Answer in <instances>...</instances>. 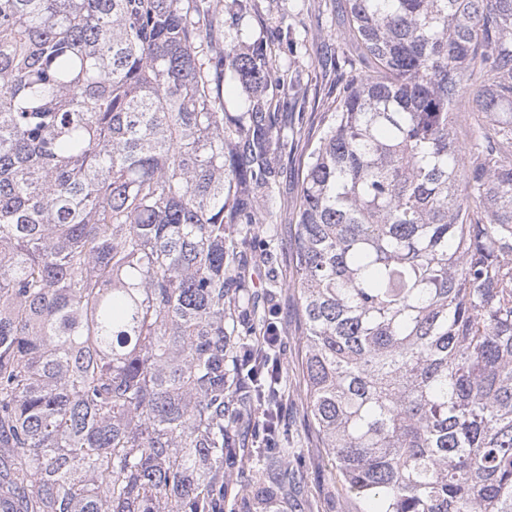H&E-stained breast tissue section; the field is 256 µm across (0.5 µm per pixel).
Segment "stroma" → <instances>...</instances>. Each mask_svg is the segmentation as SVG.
I'll list each match as a JSON object with an SVG mask.
<instances>
[{"instance_id":"obj_1","label":"stroma","mask_w":512,"mask_h":512,"mask_svg":"<svg viewBox=\"0 0 512 512\" xmlns=\"http://www.w3.org/2000/svg\"><path fill=\"white\" fill-rule=\"evenodd\" d=\"M346 0H255L250 11L235 26L240 48L259 39L289 37L296 44L294 54L275 53L274 70L288 83L301 87L305 98L278 114L281 138L288 148L279 158V182L268 206L276 216L278 238L290 240L294 232L297 201L304 162L311 143L321 129L325 112L334 105L350 74V63L359 49L343 27ZM278 327L283 342L282 361L287 373L283 412L288 420L289 445L309 459L301 492L289 498L287 507L270 512H359L360 504L336 479L325 449L308 428L304 412L306 379L305 347L297 318V296L290 286L293 275L290 251L277 249Z\"/></svg>"}]
</instances>
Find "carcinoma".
Listing matches in <instances>:
<instances>
[{
    "mask_svg": "<svg viewBox=\"0 0 512 512\" xmlns=\"http://www.w3.org/2000/svg\"><path fill=\"white\" fill-rule=\"evenodd\" d=\"M347 2L371 68L289 242L308 427L360 512H512V0ZM252 6L0 0V512H224L246 423L277 446L237 512L300 488L252 358L288 148ZM455 112H458L455 132L458 142L462 146H470L473 143L475 137V129L477 126L474 124L471 115H469V109L465 102H461Z\"/></svg>",
    "mask_w": 512,
    "mask_h": 512,
    "instance_id": "carcinoma-1",
    "label": "carcinoma"
}]
</instances>
